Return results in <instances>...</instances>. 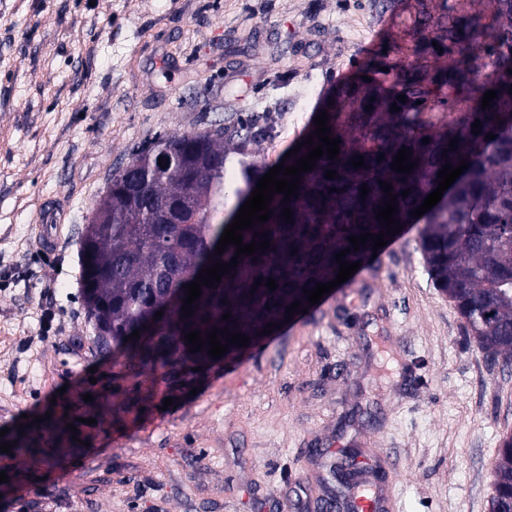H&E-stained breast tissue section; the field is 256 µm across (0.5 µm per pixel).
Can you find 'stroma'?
<instances>
[{
  "label": "stroma",
  "mask_w": 512,
  "mask_h": 512,
  "mask_svg": "<svg viewBox=\"0 0 512 512\" xmlns=\"http://www.w3.org/2000/svg\"><path fill=\"white\" fill-rule=\"evenodd\" d=\"M496 19L490 0H0V512H316L344 448L385 477L392 512H489L512 366L434 288L420 225L198 372L105 353L78 252L113 173L157 135L269 107L274 162L365 60L385 91L410 70L432 89L426 123L460 116L498 57L456 63L460 27ZM51 205L65 217L45 252L31 227Z\"/></svg>",
  "instance_id": "35a3bbf8"
}]
</instances>
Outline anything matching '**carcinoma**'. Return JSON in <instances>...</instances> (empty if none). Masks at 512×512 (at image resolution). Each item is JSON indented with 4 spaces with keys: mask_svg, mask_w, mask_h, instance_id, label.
I'll return each instance as SVG.
<instances>
[{
    "mask_svg": "<svg viewBox=\"0 0 512 512\" xmlns=\"http://www.w3.org/2000/svg\"><path fill=\"white\" fill-rule=\"evenodd\" d=\"M469 46L482 43L499 50V69L512 63V38L496 25L472 32ZM512 86L489 75L475 87L471 104L458 119L432 131L418 120L419 106L428 91L410 76L400 93L407 101L380 91L374 82L360 81L342 89L325 105L330 136L341 140L340 153L324 155L314 170L300 174L299 196L282 203L274 195L272 217L243 230L249 244L256 232L269 233L270 247L238 258V265L212 287H201L191 307L192 316L181 318L185 285L196 272L228 262L236 247L228 245L216 255L228 219L236 216L257 182L271 169L258 161V147L274 136L276 116L270 111L236 118L224 136L206 133L161 135L134 153L129 165L112 176V200L91 241L81 245L82 294L88 317L96 329L112 331L104 350L152 368L172 364L208 362L209 345L191 353L184 339L193 330L207 337L214 328L241 333L255 343L267 324L287 317L286 306L307 303L304 290L336 278L335 255L352 247L348 237L386 230L374 209L384 206L388 194L380 183L392 185L402 224L421 221V250L434 286L448 295L475 343L493 363L512 364ZM488 90L497 98L481 108ZM372 105L368 111L365 106ZM400 107L390 111L392 105ZM481 121V132L472 124ZM495 138H487L488 134ZM428 138L430 142L422 143ZM458 139L457 150L449 143ZM411 150L413 171L391 170L398 150ZM364 156L365 166L349 164ZM384 159H379V156ZM164 164H158V161ZM469 164L459 177L457 190L445 202L419 218L411 211L421 206L430 184L446 164ZM232 167L241 182L226 180ZM336 178H325L326 171ZM369 193L361 196L362 186ZM337 191H330V188ZM411 194L402 197V191ZM292 210L293 223L285 222L282 209ZM296 254H291L292 249ZM274 279L277 288L265 283ZM263 284H257V280ZM167 318L150 338H130L134 330L159 307ZM231 314L229 320L222 315ZM496 494L490 512L509 507L512 492V436L504 438L494 469Z\"/></svg>",
    "mask_w": 512,
    "mask_h": 512,
    "instance_id": "obj_1",
    "label": "carcinoma"
}]
</instances>
